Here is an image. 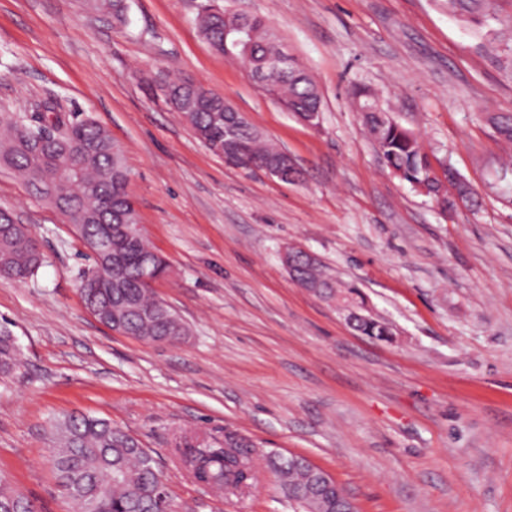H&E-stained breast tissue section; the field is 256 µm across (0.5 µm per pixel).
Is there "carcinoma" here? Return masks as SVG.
<instances>
[{
	"mask_svg": "<svg viewBox=\"0 0 512 512\" xmlns=\"http://www.w3.org/2000/svg\"><path fill=\"white\" fill-rule=\"evenodd\" d=\"M87 10L107 15L120 24L126 21L125 0H84ZM448 12L462 23L483 28L498 19L497 0H448ZM197 24L211 48L223 55L224 43L234 30H251L254 49L240 53L239 60L252 74L264 68L265 59L279 53L269 38L267 23L258 16L241 15L229 9L198 13ZM170 88L171 106L179 112L193 135L201 142L224 138V103L211 95L207 103L196 102V89L189 81L175 78L165 81ZM262 88L279 99L302 122L321 112L320 93L312 77L294 59H289L286 75L271 74ZM353 97L386 167L396 176L415 184L420 193L440 208L448 200L444 182L458 185L461 200L470 198L467 182L449 170L438 174L429 153L418 137L397 123L372 91L356 87ZM46 117L64 128L56 140L44 143L37 138V118L23 112L0 110V167L13 170L33 193L43 197L87 243L110 239L112 261L96 288L84 289L86 305L98 310L110 326L126 336L145 342L183 340L189 327L163 301L150 294L140 282V268L151 263L156 272H165L169 263L157 259L144 233L130 237L125 232L129 220L140 223L128 193L130 175L120 146L109 132L91 118L78 120L54 103L46 104ZM499 140L512 145V115L488 118ZM253 125L243 121L238 137L248 146L252 160L262 161L275 154V145L267 140L251 139ZM69 170V188L65 195L51 199L38 185L61 170ZM11 212L0 208V265L3 276L17 280L31 278L43 265L44 256L33 243L28 230L11 222ZM309 291L330 299L337 292L340 301L355 305L362 302L359 289L336 282L317 262L305 269ZM366 336H389L387 323L372 318L360 325ZM20 363V349L7 331L0 333V380L11 377ZM51 465L57 485L70 500L74 512H165L175 504L153 456L140 443L111 422L90 415H68L54 422ZM195 479L226 494H235L256 479L251 465L249 445L232 432L207 435L177 448ZM283 491L290 497L309 482V468L288 465L285 456L269 459ZM100 485L109 487V498L100 508L89 501ZM343 489L331 482L322 497L313 500V512H331L332 502ZM0 512H36L34 504L0 479Z\"/></svg>",
	"mask_w": 512,
	"mask_h": 512,
	"instance_id": "1",
	"label": "carcinoma"
}]
</instances>
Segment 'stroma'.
<instances>
[{"label": "stroma", "mask_w": 512, "mask_h": 512, "mask_svg": "<svg viewBox=\"0 0 512 512\" xmlns=\"http://www.w3.org/2000/svg\"><path fill=\"white\" fill-rule=\"evenodd\" d=\"M204 2L127 0L119 25L82 0H0V107L53 98L122 146L144 233L170 263L156 293L190 328L168 345L99 324L80 292L82 238L0 169V208L44 255L34 277H0V327L21 352L0 383V475L37 512H73L51 425L80 412L135 437L185 512H301L273 453L325 470L359 512H512V201L493 188L502 145L486 120L512 113V65L444 0H234L315 80L311 127L212 50ZM170 74L224 95L300 180L208 150L165 103ZM358 85L470 185L469 203L441 210L385 167ZM289 246L360 288L391 338L353 331L294 282ZM227 429L255 444L259 480L214 496L174 449Z\"/></svg>", "instance_id": "obj_1"}]
</instances>
